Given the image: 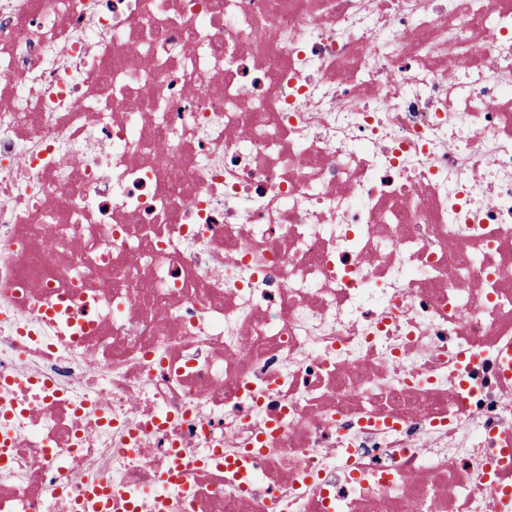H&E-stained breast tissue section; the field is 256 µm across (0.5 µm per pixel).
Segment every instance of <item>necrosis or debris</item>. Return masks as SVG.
<instances>
[{
	"mask_svg": "<svg viewBox=\"0 0 512 512\" xmlns=\"http://www.w3.org/2000/svg\"><path fill=\"white\" fill-rule=\"evenodd\" d=\"M511 359L512 0H0V512H512Z\"/></svg>",
	"mask_w": 512,
	"mask_h": 512,
	"instance_id": "4bbe7bcc",
	"label": "necrosis or debris"
}]
</instances>
